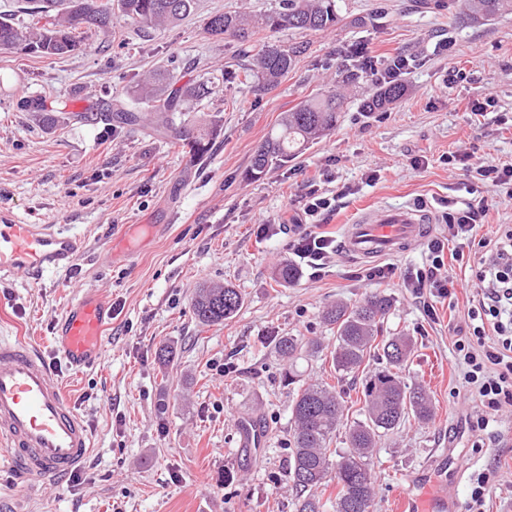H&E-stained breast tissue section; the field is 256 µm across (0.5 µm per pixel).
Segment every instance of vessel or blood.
Instances as JSON below:
<instances>
[{
	"label": "vessel or blood",
	"instance_id": "1",
	"mask_svg": "<svg viewBox=\"0 0 512 512\" xmlns=\"http://www.w3.org/2000/svg\"><path fill=\"white\" fill-rule=\"evenodd\" d=\"M432 212L422 205H382L345 225L340 247L356 261L371 264L408 252L431 231ZM79 237L54 224H21L0 215V277L46 273L77 266ZM111 317L108 301L86 290L57 321L54 349L70 369L100 361ZM92 447L91 430L70 403L44 354L31 342L0 336V458L22 473L29 485L46 484L77 471ZM447 493L421 502L402 490L399 512H453Z\"/></svg>",
	"mask_w": 512,
	"mask_h": 512
}]
</instances>
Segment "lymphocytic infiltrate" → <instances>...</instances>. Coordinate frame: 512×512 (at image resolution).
I'll list each match as a JSON object with an SVG mask.
<instances>
[{
	"label": "lymphocytic infiltrate",
	"mask_w": 512,
	"mask_h": 512,
	"mask_svg": "<svg viewBox=\"0 0 512 512\" xmlns=\"http://www.w3.org/2000/svg\"><path fill=\"white\" fill-rule=\"evenodd\" d=\"M336 210L335 198L309 188L298 222L300 230L290 244L296 264L321 275L336 254L333 236L323 226ZM486 208L468 203L448 214L447 239L428 244L429 262L401 275L402 287L417 298L448 296L459 279L448 266L444 249L453 242L456 256L472 248ZM476 296L467 310L468 332L454 343L458 361L464 365V380L485 411L481 426H488L503 404L512 403V226H505L490 249L481 254L473 268Z\"/></svg>",
	"instance_id": "1"
}]
</instances>
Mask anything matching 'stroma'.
<instances>
[{
  "label": "stroma",
  "instance_id": "35a3bbf8",
  "mask_svg": "<svg viewBox=\"0 0 512 512\" xmlns=\"http://www.w3.org/2000/svg\"><path fill=\"white\" fill-rule=\"evenodd\" d=\"M278 2L195 0L188 16L163 29L116 12L111 37L82 33L75 53L0 50V211L25 224L61 225L85 246L76 271L37 282L22 274L0 279V336L41 345L93 436L77 482L30 490L0 465V512H292L286 363L269 339L308 336L333 347L324 307L376 292L393 299L384 335L416 343L403 376L426 387L436 416L428 425L406 420L379 442L371 463L375 512H397V493L424 470L430 478L414 487L416 496L445 488L456 495L457 512H467L471 483L482 475L484 512H512V406L473 430L480 403L455 358L471 289L433 299L429 314L396 280L374 279L372 266L341 253L324 276L304 271L290 285L273 279L289 256L309 182L330 195L354 190L325 226L333 237L361 208L405 203L433 210L438 237L447 232L449 206L471 197L465 165L512 163V15L475 21L448 0H336L341 21L332 30L253 36L255 51L267 42L309 44L278 88L259 95L240 75L241 44L210 35L207 21ZM443 39L447 50L436 51ZM356 47L381 60L415 56L403 98L366 113L370 82L346 86L335 131L295 161L245 179L280 113L335 85V61ZM173 58L177 86L213 88L189 114L219 124L200 161L155 128L116 123L111 112L115 104L137 109L139 81ZM452 68L463 81L449 83ZM485 94L494 107L473 111ZM27 100L42 111L21 109ZM454 153L468 154L467 164L446 163ZM417 157L424 166L414 165ZM476 195L487 206L479 236L495 239L501 225H512V200L489 182ZM267 222L274 231L261 232ZM207 282L241 291L236 318L220 326L195 318L191 300ZM87 288L107 298L113 318L103 359L75 373L53 352V327ZM165 347L174 352L167 364ZM224 364L229 374L220 373ZM244 418L265 429V447L241 446ZM442 456L446 466L432 469Z\"/></svg>",
  "mask_w": 512,
  "mask_h": 512
}]
</instances>
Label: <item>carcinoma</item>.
Wrapping results in <instances>:
<instances>
[{
  "label": "carcinoma",
  "mask_w": 512,
  "mask_h": 512,
  "mask_svg": "<svg viewBox=\"0 0 512 512\" xmlns=\"http://www.w3.org/2000/svg\"><path fill=\"white\" fill-rule=\"evenodd\" d=\"M55 0H24L23 11L32 24L23 31L12 18L0 14V48L16 49L44 56L63 55L81 46L77 30L95 28L112 33V0H67L64 10L52 15L47 3ZM474 20H491L512 13V0H462ZM120 12L132 23L164 28L188 15L194 0H118ZM340 20L336 0H280L279 10L263 14H216L207 29L213 36H229L241 44L250 43L258 30L276 31L283 27L301 32H323ZM302 46L268 44L258 51L256 71L245 73L255 79L257 94L275 89L280 79L298 62ZM341 83L369 78L358 52L338 65ZM169 77L153 73L137 84L136 96L150 104L143 114L117 107V122L134 125L154 124L173 143L189 145L197 159L209 151L216 128L190 125L176 119V113L188 111L186 103L208 94L204 86L181 87L167 91ZM404 93L400 83L380 85L364 101L366 112H384ZM345 94L334 86L283 113L279 132L268 137L255 151L245 177L256 179L273 166L293 161L299 153L336 128ZM244 303L241 292L228 285L198 289L193 313L200 322L222 324L233 319ZM392 300L375 294L363 302L348 306L336 303L323 311V321L336 330V345L329 352L336 383L302 384L293 391L289 404L292 433L289 442L288 480L296 491L295 512H374L375 486L371 461L374 448L408 417L422 423L434 420L435 409L424 386L409 385L401 375L402 366L414 348L408 336L378 340L380 321L390 311ZM277 354L288 363L323 353L321 344L304 336L272 338ZM375 358L379 367L362 383L361 418H345L344 389L341 382L359 372L365 361ZM345 431L346 450L336 455L330 444ZM336 483V496L322 499L315 490Z\"/></svg>",
  "instance_id": "obj_1"
}]
</instances>
